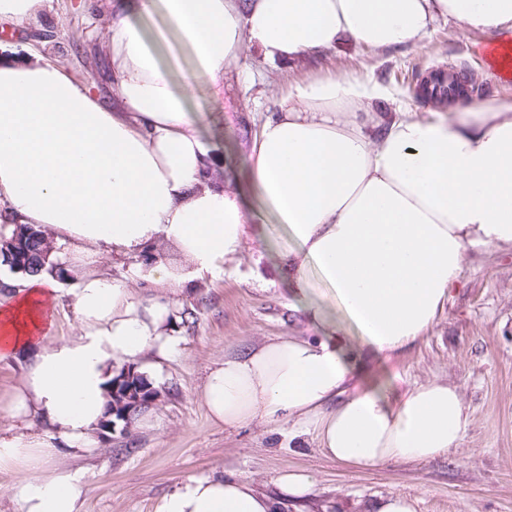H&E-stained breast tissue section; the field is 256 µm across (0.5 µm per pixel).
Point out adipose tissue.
Here are the masks:
<instances>
[{
	"label": "adipose tissue",
	"mask_w": 512,
	"mask_h": 512,
	"mask_svg": "<svg viewBox=\"0 0 512 512\" xmlns=\"http://www.w3.org/2000/svg\"><path fill=\"white\" fill-rule=\"evenodd\" d=\"M99 45L112 66V106L57 63L0 46V224L47 230L65 274L0 270V361L26 357L0 402V469H15L16 512H80V474L57 457L96 450L116 363L173 355L184 288L218 278L241 253L258 195L295 243L283 268L313 336L278 337L225 356L199 399L237 429L274 425L313 435L342 466L428 462L460 448L468 417L456 384L431 379L389 396L362 386L365 355L405 351L432 328L465 256L512 248V100L458 104L459 119L423 116L352 74L281 91L249 154L246 183L222 172L174 83L128 9L160 17L216 93L245 51L292 63L352 41L372 49L419 44L453 19L488 35L512 33V0H110ZM171 247L139 263L142 301L97 270L111 253ZM77 325L48 340L62 282ZM343 315L328 316L329 308ZM41 421L45 430L33 428ZM246 477H190L155 512H275Z\"/></svg>",
	"instance_id": "ef3b65f1"
}]
</instances>
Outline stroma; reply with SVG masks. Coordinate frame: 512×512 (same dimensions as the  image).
I'll list each match as a JSON object with an SVG mask.
<instances>
[{
  "instance_id": "stroma-1",
  "label": "stroma",
  "mask_w": 512,
  "mask_h": 512,
  "mask_svg": "<svg viewBox=\"0 0 512 512\" xmlns=\"http://www.w3.org/2000/svg\"><path fill=\"white\" fill-rule=\"evenodd\" d=\"M112 20L102 0H47L44 10L0 34V43L35 51L63 64L93 94L112 97V75L97 47ZM489 36L438 21L418 45L387 50L353 43L297 65H282L250 52L239 70L224 77L216 97L176 34L155 50L175 83L188 84V103L208 140L220 146L223 168L244 178L252 139L274 110L287 84L348 72L391 89L420 114L437 108L419 86L440 72L455 71L483 100L512 99L479 56ZM395 102L380 103L388 115ZM240 256L219 279L185 292L183 308L195 322L183 330L181 353L166 359L149 354L138 369L160 392L147 409V425L117 431L88 455L60 457L79 471L83 512H154L158 500L192 477L221 474L251 478L277 497L275 477L285 471L316 481L310 504L283 501L278 512H370L382 497L399 492L414 512H512V249L476 248L436 325L403 353L366 358L361 378L385 392L414 381L441 378L459 386L469 425L460 448L434 461H393L372 470L346 468L326 459L311 439L289 444L277 427L227 429L213 423L198 398L211 368L225 353H244L275 336L310 335L311 329L282 273L281 255L292 242L283 225L256 198Z\"/></svg>"
}]
</instances>
